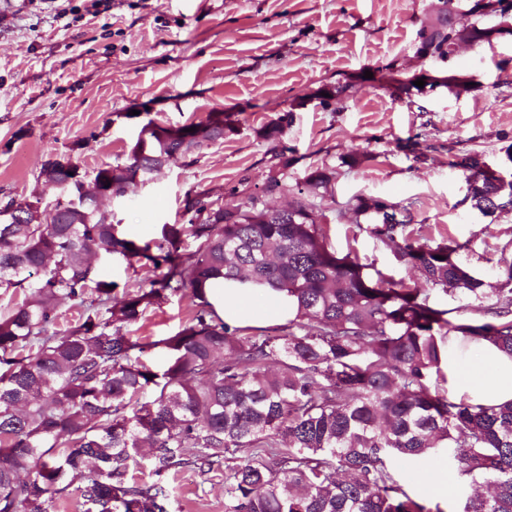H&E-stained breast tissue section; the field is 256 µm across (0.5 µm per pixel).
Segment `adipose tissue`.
<instances>
[{
    "label": "adipose tissue",
    "instance_id": "ef3b65f1",
    "mask_svg": "<svg viewBox=\"0 0 512 512\" xmlns=\"http://www.w3.org/2000/svg\"><path fill=\"white\" fill-rule=\"evenodd\" d=\"M457 389L488 404L512 401V356L491 346L481 347L479 364L470 375L459 378Z\"/></svg>",
    "mask_w": 512,
    "mask_h": 512
}]
</instances>
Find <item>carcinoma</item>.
<instances>
[{"label": "carcinoma", "mask_w": 512, "mask_h": 512, "mask_svg": "<svg viewBox=\"0 0 512 512\" xmlns=\"http://www.w3.org/2000/svg\"><path fill=\"white\" fill-rule=\"evenodd\" d=\"M434 2L418 36L442 60L455 35L439 30L440 4L452 0ZM379 74L388 88L411 78L393 65ZM291 116L260 135L275 138ZM223 122L224 113L209 112L186 125L187 137L167 141L150 119L140 128L150 131L145 155L137 139L123 162L75 165L76 180L71 168L42 162L37 180L56 192L53 214L40 194L6 203L26 220L0 217V288H22L25 299L0 317V512H52L75 491L81 512H169L163 476L183 469L224 470V512H512V402L489 405L445 387L453 348L488 344L512 356V261L488 288L458 257L462 245L428 238L405 218L386 224L388 204L359 198L353 211L427 287L368 272L313 219L315 200L336 181L333 166L308 175L285 216L251 196L232 222L199 192L185 199L189 223L164 224L145 242L81 191L121 197L135 177L224 139ZM479 158L450 165L482 176L471 199L482 210L501 193ZM93 254L153 277L119 292L97 275ZM219 278L285 299L279 335L220 317L206 295ZM182 291L194 305L184 328L154 341L127 336L149 306ZM450 293L471 300L466 315L434 303ZM64 301L83 312L59 332ZM157 348L162 364L145 361ZM148 389L153 398L140 401ZM145 446L151 483L129 477ZM445 448L459 474L485 489L459 508L409 494L392 464Z\"/></svg>", "instance_id": "obj_1"}]
</instances>
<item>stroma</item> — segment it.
Masks as SVG:
<instances>
[{
  "instance_id": "obj_1",
  "label": "stroma",
  "mask_w": 512,
  "mask_h": 512,
  "mask_svg": "<svg viewBox=\"0 0 512 512\" xmlns=\"http://www.w3.org/2000/svg\"><path fill=\"white\" fill-rule=\"evenodd\" d=\"M431 0H0V203L35 194L52 200L36 176L42 161L73 155L92 169L123 156L137 137L141 112L163 124L202 119L212 111L231 121L223 141L194 158L172 162L111 203L123 231L149 239L161 225L184 224L187 194L208 191L228 208L261 189L272 149L289 148L288 170L272 206L300 199L308 174L336 167L333 194L316 211L337 251L408 284L419 272L357 224L358 197L407 209L425 235L461 243L460 257L487 283L502 279L498 261L512 256V211L484 217L466 198L451 155L479 153L512 180V38L463 48L452 69L474 76L457 95L396 96L356 76L388 65L431 68L416 56L418 30ZM350 82L339 111L311 94ZM306 106H299V99ZM292 120L280 142L261 127ZM368 154L349 169L341 159ZM188 294L151 307L130 329L155 339L190 320ZM408 492L440 499L432 469L455 476L448 458L395 460ZM169 512H224V474L187 470L168 478Z\"/></svg>"
}]
</instances>
